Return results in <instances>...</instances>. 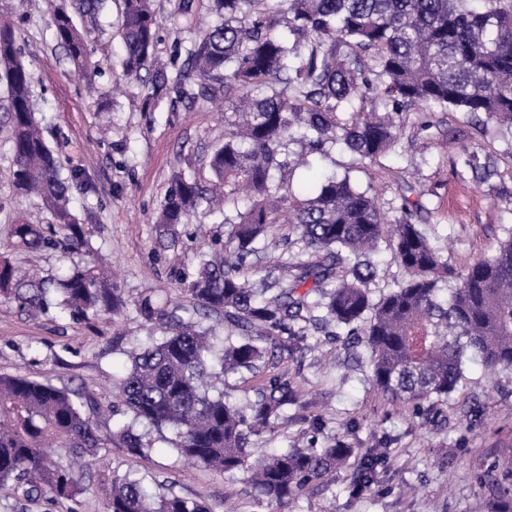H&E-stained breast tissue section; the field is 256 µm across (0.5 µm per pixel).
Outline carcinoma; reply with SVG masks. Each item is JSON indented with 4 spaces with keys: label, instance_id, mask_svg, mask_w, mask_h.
I'll return each mask as SVG.
<instances>
[{
    "label": "carcinoma",
    "instance_id": "obj_1",
    "mask_svg": "<svg viewBox=\"0 0 512 512\" xmlns=\"http://www.w3.org/2000/svg\"><path fill=\"white\" fill-rule=\"evenodd\" d=\"M215 23L171 65L175 79L156 76L153 94L171 90L191 101H222L237 117L224 145L209 157L216 198L197 180L178 175L164 197L157 223L186 224L201 206L230 226L223 247L179 272L175 281L192 309L141 300L139 314L162 330L151 348L132 356L116 398L129 420L103 432V402L83 390L25 376L0 375V488L36 502L45 491L73 500L87 492L69 456L91 457L116 442L145 455L138 426L174 435L180 457L223 473H241L258 505L288 506L312 484L325 483L353 449L335 442L320 450L285 448L252 457L249 438L274 427L296 400L293 383L276 369L297 350L288 339L308 325L357 336L370 354L371 380L388 400L431 419L435 407L467 386V365L512 368V238L494 254L464 269L434 247L415 214L418 201L403 196L401 214L387 219L367 189L349 173L319 177L313 194L289 192L298 160L290 142L311 152L341 144L357 160L375 162L394 145L400 116L419 112L418 130L433 127L435 110L483 113L512 135V0H210ZM109 0H75L53 15L54 36L70 58L97 76L76 17L92 22ZM288 16V36L277 33ZM158 20L150 0H121L118 34L122 66L138 75L152 61ZM0 83H5L17 192L43 200L63 234L80 251L86 230L70 208L79 179L61 177L32 103L33 76L18 58L13 28L0 24ZM250 206L237 208L240 196ZM300 233L301 251L282 253L265 269L249 268L283 212ZM393 237L403 277L375 299L381 277L376 257L385 233ZM16 242L31 251L54 246L35 224H17ZM71 316L114 313L123 306L116 285L94 266H77L58 279L19 276L0 265V296L25 312L52 305ZM224 322V335L179 311ZM255 380L244 404L210 394L214 371ZM63 449L50 459L45 445ZM384 454L365 451L351 479L352 492L368 490ZM104 512H211L203 501L176 495L163 481L150 488L136 469L112 475Z\"/></svg>",
    "mask_w": 512,
    "mask_h": 512
}]
</instances>
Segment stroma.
Masks as SVG:
<instances>
[{
    "mask_svg": "<svg viewBox=\"0 0 512 512\" xmlns=\"http://www.w3.org/2000/svg\"><path fill=\"white\" fill-rule=\"evenodd\" d=\"M54 0H0L23 61L34 76V103L47 141L64 170H80L92 192L73 190L71 207L90 231L92 253L64 247L37 253L18 247L14 225L53 223L41 199L18 195L13 187L7 103L0 98V263L35 269L53 278L88 259L116 271L126 302L117 314L74 320L52 308L31 316L16 304L0 301V374L47 380L56 386L88 389L112 398L113 384L131 365L130 354L153 345L158 334L135 309L137 300L189 306L174 281L176 271L192 267L199 253L225 238V225L198 212L172 229L157 224L158 208L175 175L195 176L209 184L210 154L224 142V115L211 104L166 96L146 100L156 71L168 66L175 50H188L214 15L210 0H150L158 20L152 63L133 79L121 67L116 36L117 12L97 24L80 22L92 62L98 66L97 91L87 94L82 75L54 38L50 14ZM415 113L400 119V136L385 157L362 164L341 147L326 155L309 153L289 182L292 194L311 193L312 168L349 173L375 194L388 216L400 213L404 186L421 194L417 217L431 242L446 250L450 263L463 268L492 253L512 237V137L482 133L461 112H436L433 126L416 130ZM495 172L481 179L479 168ZM303 352L282 366L297 391L277 427L252 437L254 454L286 446L322 448L339 439L364 449L371 435L387 437V459L378 481L355 493L351 477L358 457H350L327 484L312 485L287 509L257 506L241 474H224L178 458L170 432L149 429L151 450L138 458L126 449H102L82 476L89 490L76 499L46 495L31 503L10 489L0 490V512H102L108 480L127 469L146 479L168 482L177 495L205 501L224 512L233 501L238 512H488L499 488H512V369L489 372L472 366L466 388L441 402L435 421L413 417L402 404L382 397L371 381L364 347L331 340L324 331L304 330ZM324 426L314 431L312 418Z\"/></svg>",
    "mask_w": 512,
    "mask_h": 512,
    "instance_id": "stroma-1",
    "label": "stroma"
}]
</instances>
